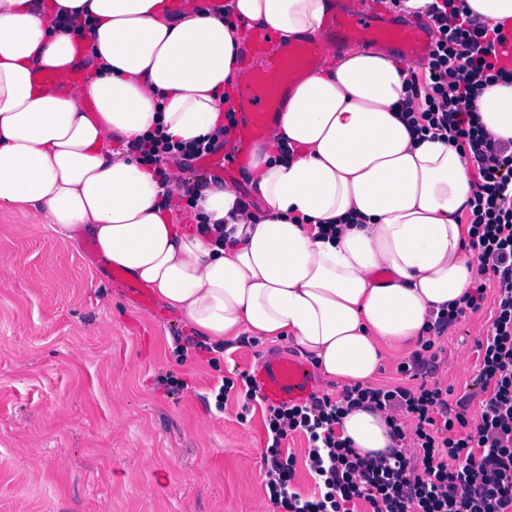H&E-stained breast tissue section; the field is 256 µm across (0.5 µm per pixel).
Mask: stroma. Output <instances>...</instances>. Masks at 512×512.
<instances>
[{"label":"stroma","mask_w":512,"mask_h":512,"mask_svg":"<svg viewBox=\"0 0 512 512\" xmlns=\"http://www.w3.org/2000/svg\"><path fill=\"white\" fill-rule=\"evenodd\" d=\"M490 309L448 330L435 375L454 396L479 371ZM163 303L139 309L87 238L0 215V512H271L260 456L265 404L222 377L296 355L257 339L195 349ZM184 379L167 391L161 376Z\"/></svg>","instance_id":"35a3bbf8"}]
</instances>
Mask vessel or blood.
I'll return each mask as SVG.
<instances>
[{"mask_svg": "<svg viewBox=\"0 0 512 512\" xmlns=\"http://www.w3.org/2000/svg\"><path fill=\"white\" fill-rule=\"evenodd\" d=\"M379 16L376 0H366L360 8L355 0H330L321 42L312 38L284 41L272 30L253 25L245 28L239 66L248 80L229 93V107L236 121L234 134L230 143L201 158L200 167L234 182L247 167L252 147L275 126L292 86L320 67L326 47L341 51L366 37L398 45L410 60L426 59L433 46L430 28L384 26ZM253 378L262 400L270 405L301 403L313 392L310 368L286 355L264 360L255 368Z\"/></svg>", "mask_w": 512, "mask_h": 512, "instance_id": "vessel-or-blood-1", "label": "vessel or blood"}]
</instances>
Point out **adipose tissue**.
I'll list each match as a JSON object with an SVG mask.
<instances>
[{
  "instance_id": "adipose-tissue-1",
  "label": "adipose tissue",
  "mask_w": 512,
  "mask_h": 512,
  "mask_svg": "<svg viewBox=\"0 0 512 512\" xmlns=\"http://www.w3.org/2000/svg\"><path fill=\"white\" fill-rule=\"evenodd\" d=\"M325 0H229L224 16L165 0H0V212L92 239L101 262L154 288L199 335L222 344L292 342L330 379L369 385L387 355L419 342L427 321L474 276L463 216L473 174L438 140H413L396 116L417 64L350 45L299 81L244 177L262 202L228 185L203 189L196 211L233 228L235 244L186 232L137 153L113 150L163 128L189 141L222 123V94L242 83L241 21L294 39L318 35ZM88 13L92 28L66 25ZM84 67L78 89L38 82ZM475 106L486 130L512 140V84ZM288 142L293 158L281 160ZM334 224L333 239L320 238ZM337 430L361 456L398 443L385 414L360 406Z\"/></svg>"
}]
</instances>
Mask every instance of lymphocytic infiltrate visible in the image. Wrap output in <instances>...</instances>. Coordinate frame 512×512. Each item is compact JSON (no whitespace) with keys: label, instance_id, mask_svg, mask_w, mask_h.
<instances>
[{"label":"lymphocytic infiltrate","instance_id":"f902f5d3","mask_svg":"<svg viewBox=\"0 0 512 512\" xmlns=\"http://www.w3.org/2000/svg\"><path fill=\"white\" fill-rule=\"evenodd\" d=\"M426 16L435 33L423 79H411V103L400 118L413 136L426 135L467 151L475 182L467 202L477 273L448 310L428 321L419 350L399 363L409 385H349L339 396L311 395L300 404L266 409L264 487L276 512H512V143L493 139L474 105L489 85L512 83L500 65V24L470 14L464 0H432ZM223 131L187 143L156 130L138 143L161 185L168 159L193 166L224 143ZM491 302V326L478 340L483 398L470 414L471 395L426 385L439 368L440 339L466 311ZM369 404L387 414L406 449L365 458L336 433L346 408ZM308 440L306 465L315 494L293 491L297 460L281 447L289 435Z\"/></svg>","mask_w":512,"mask_h":512}]
</instances>
